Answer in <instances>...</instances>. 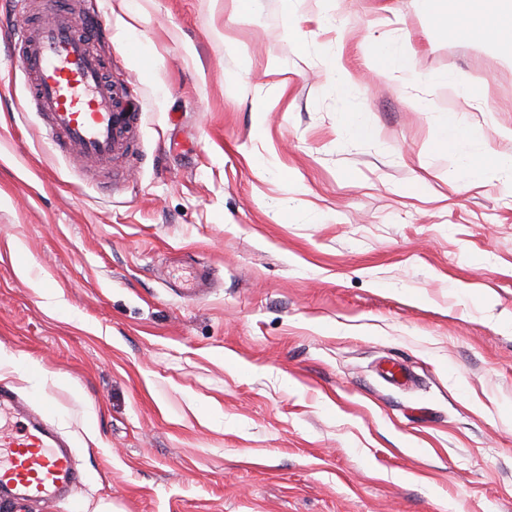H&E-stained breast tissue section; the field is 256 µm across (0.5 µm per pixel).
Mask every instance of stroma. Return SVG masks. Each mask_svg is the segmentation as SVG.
Returning <instances> with one entry per match:
<instances>
[{
    "label": "stroma",
    "instance_id": "1",
    "mask_svg": "<svg viewBox=\"0 0 512 512\" xmlns=\"http://www.w3.org/2000/svg\"><path fill=\"white\" fill-rule=\"evenodd\" d=\"M72 2L133 112L108 172L25 109L40 0H0V389L74 451L56 512H512V182L437 146L512 155V60L442 33L457 0H299L302 42L280 0ZM438 146L453 152L456 182L474 183L504 173L511 177L512 156H493L486 140L471 137L461 125H458L457 134L450 141L446 127Z\"/></svg>",
    "mask_w": 512,
    "mask_h": 512
}]
</instances>
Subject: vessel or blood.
<instances>
[{
  "instance_id": "vessel-or-blood-1",
  "label": "vessel or blood",
  "mask_w": 512,
  "mask_h": 512,
  "mask_svg": "<svg viewBox=\"0 0 512 512\" xmlns=\"http://www.w3.org/2000/svg\"><path fill=\"white\" fill-rule=\"evenodd\" d=\"M105 31L93 19L65 9L23 27L21 66L32 82L29 97L43 115L55 147L66 157L110 163L122 144L114 114L118 95L104 78L105 62L91 48ZM0 503L52 507L81 482L72 448L41 413L0 391Z\"/></svg>"
}]
</instances>
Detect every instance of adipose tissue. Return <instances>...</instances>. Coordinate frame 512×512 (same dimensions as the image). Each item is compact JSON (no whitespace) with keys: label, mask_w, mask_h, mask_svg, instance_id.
<instances>
[{"label":"adipose tissue","mask_w":512,"mask_h":512,"mask_svg":"<svg viewBox=\"0 0 512 512\" xmlns=\"http://www.w3.org/2000/svg\"><path fill=\"white\" fill-rule=\"evenodd\" d=\"M470 9L464 21L455 22L449 35L492 42L512 55V0H467ZM439 147L455 156L456 181L479 182L501 174H512V156H495L486 140L458 129L454 138H440Z\"/></svg>","instance_id":"obj_1"}]
</instances>
